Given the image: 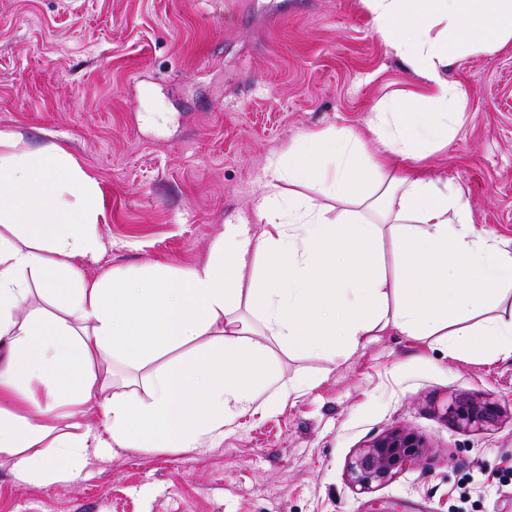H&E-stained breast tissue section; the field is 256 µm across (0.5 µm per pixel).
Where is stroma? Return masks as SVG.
I'll list each match as a JSON object with an SVG mask.
<instances>
[{
    "mask_svg": "<svg viewBox=\"0 0 512 512\" xmlns=\"http://www.w3.org/2000/svg\"><path fill=\"white\" fill-rule=\"evenodd\" d=\"M467 90L428 176L458 186L474 225L512 248V42L449 65ZM362 0H0V131L53 143L98 185L102 250L88 279L203 263L301 136L366 133L373 108L417 92ZM314 386L225 425L204 449L108 448L37 485L0 452V512H512V358L449 357L389 332L329 359L273 346ZM483 395L494 422L448 414ZM404 425L422 460L368 492L356 451Z\"/></svg>",
    "mask_w": 512,
    "mask_h": 512,
    "instance_id": "obj_1",
    "label": "stroma"
}]
</instances>
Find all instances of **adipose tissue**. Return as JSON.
Here are the masks:
<instances>
[{"instance_id": "1", "label": "adipose tissue", "mask_w": 512, "mask_h": 512, "mask_svg": "<svg viewBox=\"0 0 512 512\" xmlns=\"http://www.w3.org/2000/svg\"><path fill=\"white\" fill-rule=\"evenodd\" d=\"M362 2L423 94L377 106L371 143L344 130L303 137L265 184L261 238L248 225H225L205 263L187 273L156 265L134 279L107 272L86 280L74 260L102 249L97 184L63 149H22L15 134L0 132V400L14 406L0 409V451L13 455L17 478L74 479L94 448H199L262 394L308 388L280 377L275 356L236 318L243 306L263 336L296 354L329 356L337 343L354 350L396 331L435 338L452 356L474 336L489 359L512 356V251L475 228L459 188L419 166L466 100L445 78L448 65L512 41V0ZM392 155L404 166L390 176ZM313 179L344 203L336 219L282 188ZM386 237L432 278L404 272L387 281L377 260ZM256 265L263 280L243 287ZM35 284L61 316L22 314ZM189 343L190 355L171 358ZM98 357L149 367L147 399L98 384ZM44 398L59 407L97 399L104 433H53L35 415ZM45 442L55 450L48 458L38 451Z\"/></svg>"}]
</instances>
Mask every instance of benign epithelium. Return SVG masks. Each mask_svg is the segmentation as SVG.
I'll return each instance as SVG.
<instances>
[{
  "instance_id": "1",
  "label": "benign epithelium",
  "mask_w": 512,
  "mask_h": 512,
  "mask_svg": "<svg viewBox=\"0 0 512 512\" xmlns=\"http://www.w3.org/2000/svg\"><path fill=\"white\" fill-rule=\"evenodd\" d=\"M453 418L465 426L488 424L495 420L494 403L475 398L458 402ZM427 440L415 430L396 426L372 438L352 456L347 471L350 482L362 492L390 482L425 454Z\"/></svg>"
}]
</instances>
